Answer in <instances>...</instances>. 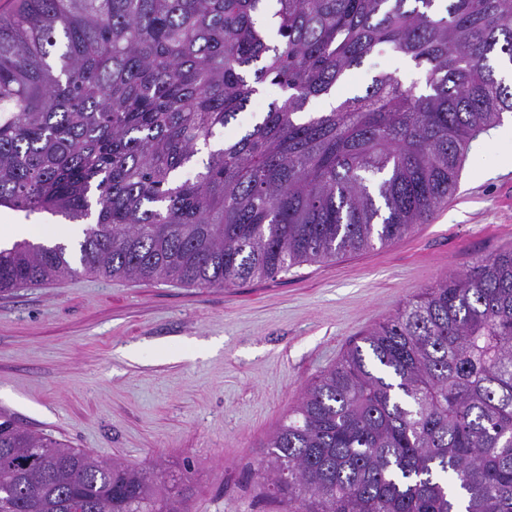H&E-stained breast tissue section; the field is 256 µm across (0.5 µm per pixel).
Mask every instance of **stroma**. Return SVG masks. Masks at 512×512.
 Listing matches in <instances>:
<instances>
[{"instance_id":"stroma-1","label":"stroma","mask_w":512,"mask_h":512,"mask_svg":"<svg viewBox=\"0 0 512 512\" xmlns=\"http://www.w3.org/2000/svg\"><path fill=\"white\" fill-rule=\"evenodd\" d=\"M422 83L390 50L378 72ZM512 249V121L474 139L429 223L385 246L231 288L79 274L0 293V409L97 458L160 463L188 512H286L259 495L262 445L350 340L421 288Z\"/></svg>"}]
</instances>
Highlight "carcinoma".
<instances>
[{
    "label": "carcinoma",
    "instance_id": "cac0c4a2",
    "mask_svg": "<svg viewBox=\"0 0 512 512\" xmlns=\"http://www.w3.org/2000/svg\"><path fill=\"white\" fill-rule=\"evenodd\" d=\"M382 47L425 87L381 72L305 116ZM506 62L512 0H19L0 16V207L93 222L74 248H0V292L80 272L231 288L388 245L448 202L469 143L512 113ZM268 83L284 97L195 166ZM255 475L288 512H512V250L353 340ZM187 500L173 475L0 411V512Z\"/></svg>",
    "mask_w": 512,
    "mask_h": 512
}]
</instances>
